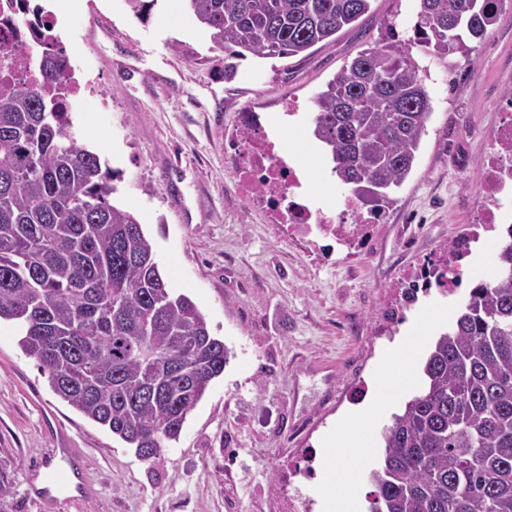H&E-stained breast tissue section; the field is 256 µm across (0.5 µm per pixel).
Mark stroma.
Returning a JSON list of instances; mask_svg holds the SVG:
<instances>
[{"instance_id": "35a3bbf8", "label": "stroma", "mask_w": 512, "mask_h": 512, "mask_svg": "<svg viewBox=\"0 0 512 512\" xmlns=\"http://www.w3.org/2000/svg\"><path fill=\"white\" fill-rule=\"evenodd\" d=\"M57 21L77 72L95 91L72 106L78 143L113 173L115 203L131 208L170 288L191 297L230 357L188 414L178 442L142 460L126 443L61 400L37 362L0 325V512H282L294 493L320 512L323 433L378 384L393 342L424 333L425 309L464 305L465 288L431 289L391 335L375 324L403 272L432 264L474 224L481 159L512 88V21L471 56L414 48L433 113L413 170L359 259L321 243L305 256L263 210L239 200L224 136L241 109L275 124L286 160L320 158L310 131L313 98L346 61L388 32L413 35L415 0H372L369 15L334 43L289 57L247 56L224 77V53L183 0H152L136 17L126 0H35ZM298 105L284 112L286 102ZM404 400L366 429L356 494L370 512L368 480L381 431ZM69 448L87 465L88 497L37 498L44 454Z\"/></svg>"}]
</instances>
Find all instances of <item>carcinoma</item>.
I'll return each instance as SVG.
<instances>
[{
	"instance_id": "obj_1",
	"label": "carcinoma",
	"mask_w": 512,
	"mask_h": 512,
	"mask_svg": "<svg viewBox=\"0 0 512 512\" xmlns=\"http://www.w3.org/2000/svg\"><path fill=\"white\" fill-rule=\"evenodd\" d=\"M238 58L295 56L335 41L371 0H184ZM414 37L360 52L314 97L312 135L339 184L390 207L432 114L412 54L468 55L504 0H416ZM0 92V322L67 404L146 459L179 439L188 413L224 372V341L197 304L168 287L134 212L114 205L110 170L79 146L55 83ZM424 385L381 434L371 512H512V224L498 272L477 283L423 366Z\"/></svg>"
}]
</instances>
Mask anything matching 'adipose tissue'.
Returning <instances> with one entry per match:
<instances>
[{"mask_svg":"<svg viewBox=\"0 0 512 512\" xmlns=\"http://www.w3.org/2000/svg\"><path fill=\"white\" fill-rule=\"evenodd\" d=\"M420 354L415 343L394 344L383 354L380 370L385 377L386 393L401 390L403 382H414ZM382 399L372 395L351 407L348 425L340 430L328 432L325 445L330 452L322 457L320 468L328 477L336 479L346 487L343 495L325 496L320 504L322 512H359L358 499L353 493L358 483L359 462L369 452L371 443L354 431V424L379 416Z\"/></svg>","mask_w":512,"mask_h":512,"instance_id":"adipose-tissue-1","label":"adipose tissue"}]
</instances>
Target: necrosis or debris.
<instances>
[{
	"label": "necrosis or debris",
	"instance_id": "1",
	"mask_svg": "<svg viewBox=\"0 0 512 512\" xmlns=\"http://www.w3.org/2000/svg\"><path fill=\"white\" fill-rule=\"evenodd\" d=\"M29 0H0V47L26 44V52L16 54L9 70H0V88H14L40 78L35 59L42 49L47 29L55 28L50 15H42L37 26L28 24ZM506 112L491 135V150L483 159V177L479 186L481 206L476 223L484 228L512 223V97L500 104ZM238 135L230 138L234 150L232 170L236 187L248 204L265 209L273 224L287 225L299 240H307L311 231L354 255H361L371 244L376 225L384 223L381 210L363 209L353 197H345L339 216L315 208L301 191L303 173L299 166L287 163L277 143L262 126L259 113L243 111L238 115Z\"/></svg>",
	"mask_w": 512,
	"mask_h": 512
}]
</instances>
